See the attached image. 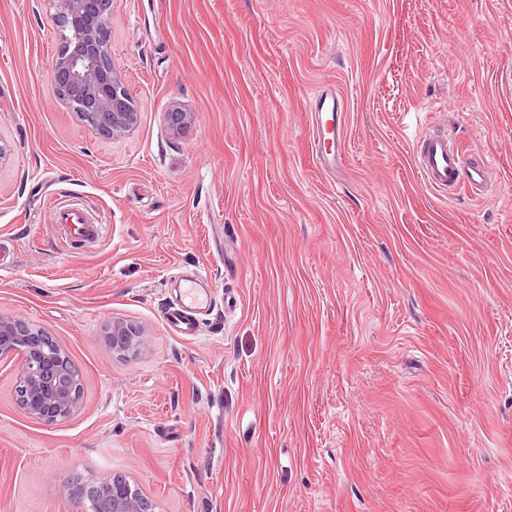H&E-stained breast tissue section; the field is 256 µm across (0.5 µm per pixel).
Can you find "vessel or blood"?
Masks as SVG:
<instances>
[{
	"mask_svg": "<svg viewBox=\"0 0 512 512\" xmlns=\"http://www.w3.org/2000/svg\"><path fill=\"white\" fill-rule=\"evenodd\" d=\"M309 111L316 160L323 170H335L341 158L347 124L345 100L336 88L323 87L313 94ZM414 164L425 186L441 196L448 195L461 183L472 192L482 191L490 171L486 162L463 166L451 136L441 130L426 132L418 138ZM49 206L54 223L64 225L66 236L87 240L102 234V224L95 222L82 206L59 198L52 199ZM201 281L200 275L190 276L185 298L166 306L162 312L165 323L179 335L199 333L194 313L211 303V292L202 287Z\"/></svg>",
	"mask_w": 512,
	"mask_h": 512,
	"instance_id": "1",
	"label": "vessel or blood"
}]
</instances>
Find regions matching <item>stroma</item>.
Returning <instances> with one entry per match:
<instances>
[{
	"mask_svg": "<svg viewBox=\"0 0 512 512\" xmlns=\"http://www.w3.org/2000/svg\"><path fill=\"white\" fill-rule=\"evenodd\" d=\"M110 31L139 112L113 140L54 91L52 0H0V315L82 380L46 424L0 360V512H81L72 478L113 474L155 512H512V0H113ZM431 126L492 163L482 199L422 184ZM59 196L99 240H61ZM193 266L182 337L161 311ZM115 320L146 344L108 349ZM309 111L316 160L323 170H336L347 124L344 97L335 87H322L313 94ZM202 276L194 274L181 279L190 284L185 294L179 300L168 305L162 312V317L170 329L179 336H195L199 334V323L194 317L196 310L207 307L211 303V292L208 288H201ZM185 297L190 300L186 301Z\"/></svg>",
	"mask_w": 512,
	"mask_h": 512,
	"instance_id": "obj_1",
	"label": "stroma"
}]
</instances>
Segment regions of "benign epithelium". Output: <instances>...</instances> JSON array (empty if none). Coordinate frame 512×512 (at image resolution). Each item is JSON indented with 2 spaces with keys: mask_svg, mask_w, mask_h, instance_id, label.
Listing matches in <instances>:
<instances>
[{
  "mask_svg": "<svg viewBox=\"0 0 512 512\" xmlns=\"http://www.w3.org/2000/svg\"><path fill=\"white\" fill-rule=\"evenodd\" d=\"M64 36L50 73L59 98L101 137L115 138L130 132L138 112L129 102L110 45L112 0H54ZM169 127L180 131L191 113L176 107L166 113ZM45 330L13 316L0 315V358L20 355L17 375L20 409L30 418L53 424L80 407L81 377L71 371L68 354L44 339ZM114 352H127L141 345L143 333L114 320L105 330ZM80 496L99 497L105 512H153L152 504L138 486L125 477L112 475L89 488H77Z\"/></svg>",
  "mask_w": 512,
  "mask_h": 512,
  "instance_id": "7a95c632",
  "label": "benign epithelium"
}]
</instances>
